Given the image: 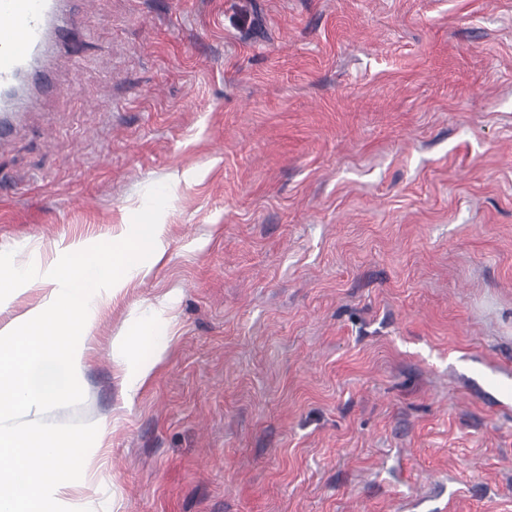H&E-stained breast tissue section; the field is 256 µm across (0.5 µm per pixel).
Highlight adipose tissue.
Segmentation results:
<instances>
[{"instance_id":"ef3b65f1","label":"adipose tissue","mask_w":512,"mask_h":512,"mask_svg":"<svg viewBox=\"0 0 512 512\" xmlns=\"http://www.w3.org/2000/svg\"><path fill=\"white\" fill-rule=\"evenodd\" d=\"M139 336L145 348L126 361L124 366L125 400L130 404L134 403L138 393L151 383L171 343L168 330L153 321L141 324Z\"/></svg>"}]
</instances>
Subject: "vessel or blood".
Returning a JSON list of instances; mask_svg holds the SVG:
<instances>
[{
	"instance_id": "obj_1",
	"label": "vessel or blood",
	"mask_w": 512,
	"mask_h": 512,
	"mask_svg": "<svg viewBox=\"0 0 512 512\" xmlns=\"http://www.w3.org/2000/svg\"><path fill=\"white\" fill-rule=\"evenodd\" d=\"M74 2L0 0V141L23 118L22 85L56 92V85L40 75L45 55L56 48L79 57L84 30L73 12Z\"/></svg>"
}]
</instances>
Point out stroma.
Listing matches in <instances>:
<instances>
[{
  "label": "stroma",
  "mask_w": 512,
  "mask_h": 512,
  "mask_svg": "<svg viewBox=\"0 0 512 512\" xmlns=\"http://www.w3.org/2000/svg\"><path fill=\"white\" fill-rule=\"evenodd\" d=\"M0 145V251L160 261L96 312L76 512H512V0H83ZM171 344L126 405L122 348Z\"/></svg>",
  "instance_id": "obj_1"
}]
</instances>
